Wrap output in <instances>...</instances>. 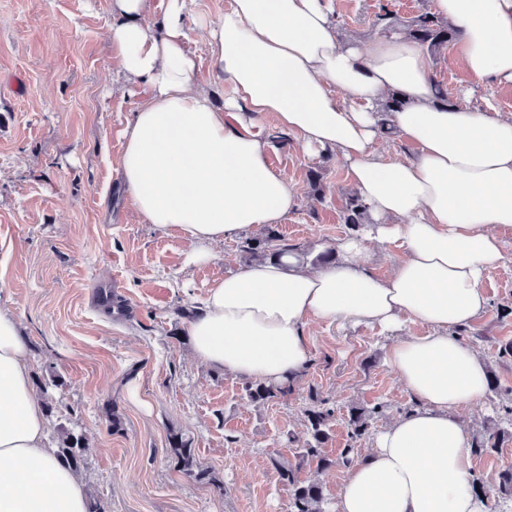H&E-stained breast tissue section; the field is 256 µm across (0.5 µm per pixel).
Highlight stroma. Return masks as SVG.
<instances>
[{
    "instance_id": "1",
    "label": "stroma",
    "mask_w": 512,
    "mask_h": 512,
    "mask_svg": "<svg viewBox=\"0 0 512 512\" xmlns=\"http://www.w3.org/2000/svg\"><path fill=\"white\" fill-rule=\"evenodd\" d=\"M431 6L330 0L339 39L363 43L375 38L380 9L405 20ZM111 25L110 0H0V305L22 324L35 392L54 402L48 442L58 444L67 428L86 435L79 475L104 512H288L276 466L299 463L293 439L304 432L313 388L335 409L323 451L337 465L320 472L300 463L298 477L320 481L332 512L349 411L383 408L356 445L362 454L374 433L414 406L384 361L392 338L373 325L308 324V370L288 395L264 405L247 397V378L194 357L178 308L197 309L214 281L249 261L237 236L214 244L208 261L188 263L191 244L145 223L125 195L115 167L145 91L111 61ZM186 31L196 84L223 103L206 43L195 25ZM456 49L449 44L430 60L449 98L512 117V83L472 87ZM270 155L299 201L277 226L284 238L315 254L349 236L344 203L355 187L335 153L308 160L293 134ZM498 234L505 259L485 277L487 306L459 332L495 379L484 399L461 410L472 436L511 424L499 409L512 403V358L499 350L512 342V228ZM97 286L125 300L128 317L96 306ZM173 431L190 439L214 483L178 471L167 452Z\"/></svg>"
}]
</instances>
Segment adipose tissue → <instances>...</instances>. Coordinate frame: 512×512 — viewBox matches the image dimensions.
Here are the masks:
<instances>
[{
  "instance_id": "obj_1",
  "label": "adipose tissue",
  "mask_w": 512,
  "mask_h": 512,
  "mask_svg": "<svg viewBox=\"0 0 512 512\" xmlns=\"http://www.w3.org/2000/svg\"><path fill=\"white\" fill-rule=\"evenodd\" d=\"M111 6L110 54L147 91L117 177L142 220L193 244L191 260L297 206L268 164L269 121L298 134L308 159L335 152L373 217L367 233L337 242L335 263L291 253L213 283L188 326L196 359L281 384L309 366L307 322L379 326L395 336L386 363L417 407L347 466L334 512H488L458 414L485 396L488 375L457 331L483 313L484 277L504 259L496 230L512 227V119L436 103L429 59L404 35L340 42L328 0H232L220 20L197 19L214 77L230 89L219 108L194 83L187 0H166L158 26L144 21L151 0ZM433 11L458 29L473 85L512 83V0H433ZM392 91L407 103L380 115ZM391 135L416 154L383 157ZM374 243L400 251L389 278L360 263ZM409 323L426 333L402 335ZM47 428L20 322L0 308V512H87L85 486Z\"/></svg>"
}]
</instances>
